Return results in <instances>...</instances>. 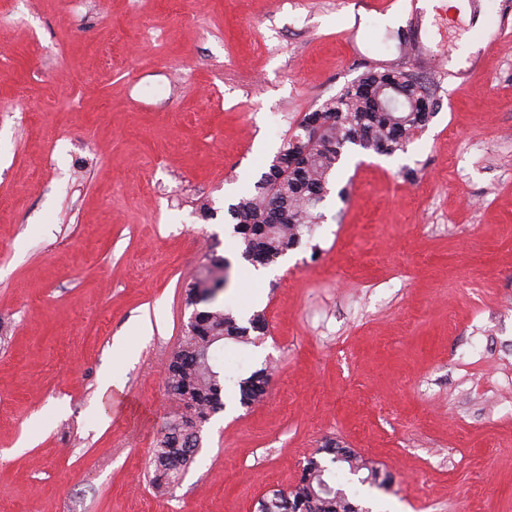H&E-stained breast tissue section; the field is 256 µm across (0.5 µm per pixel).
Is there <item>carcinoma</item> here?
<instances>
[{"label": "carcinoma", "mask_w": 512, "mask_h": 512, "mask_svg": "<svg viewBox=\"0 0 512 512\" xmlns=\"http://www.w3.org/2000/svg\"><path fill=\"white\" fill-rule=\"evenodd\" d=\"M436 107L433 97L421 92L414 75L398 69H370L305 115L300 125H312L320 135L311 140L293 134L256 183V193L241 198L228 212L236 221L253 266L276 263L300 241L302 228L318 224V206L329 193V179L347 145L392 156L405 150ZM227 260L214 259L205 273L186 288L187 303L195 307L193 329L185 332L167 365L166 387L176 399L190 402V412L178 428L168 425L156 441L151 465L152 485L163 491L178 482L194 462L201 432L210 418L225 409L226 379L214 370L212 347L224 338L251 342V334H265L266 320L256 312L248 325L236 316L211 306L227 285ZM265 371L253 372L239 382V403L247 407L267 393ZM330 455L334 468L308 460L298 487L286 494L272 492L260 512H357L345 489L336 486V472L358 477L362 485L387 486V478L357 452L330 442L318 449Z\"/></svg>", "instance_id": "carcinoma-1"}]
</instances>
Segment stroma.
I'll use <instances>...</instances> for the list:
<instances>
[{"label":"stroma","mask_w":512,"mask_h":512,"mask_svg":"<svg viewBox=\"0 0 512 512\" xmlns=\"http://www.w3.org/2000/svg\"><path fill=\"white\" fill-rule=\"evenodd\" d=\"M448 0H8L0 10V512H258L338 442L388 488L362 512H512V34ZM419 10L446 66L375 47ZM481 56L472 83L449 70ZM425 73L434 117L392 156L346 146L323 223L257 281L228 213L375 61ZM230 261L224 411L178 485L148 462L174 415L184 289ZM265 368L255 405L238 380ZM114 379L122 390L103 391Z\"/></svg>","instance_id":"35a3bbf8"}]
</instances>
